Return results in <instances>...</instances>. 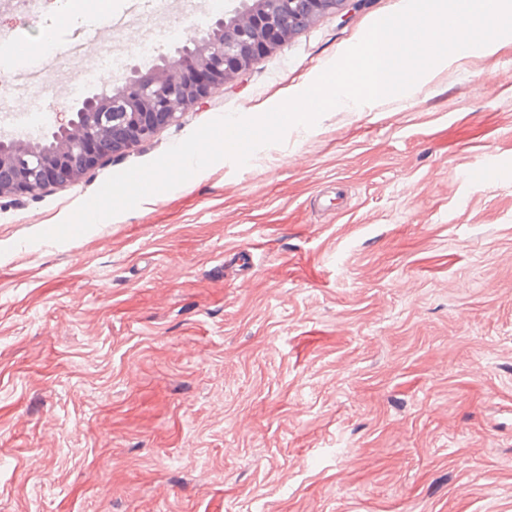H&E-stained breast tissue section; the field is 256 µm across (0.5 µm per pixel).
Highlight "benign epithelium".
I'll return each instance as SVG.
<instances>
[{
  "label": "benign epithelium",
  "instance_id": "1",
  "mask_svg": "<svg viewBox=\"0 0 512 512\" xmlns=\"http://www.w3.org/2000/svg\"><path fill=\"white\" fill-rule=\"evenodd\" d=\"M364 0H252L224 10L177 56L129 69L111 92L86 98L67 120L56 113L57 142L43 152L0 136V196L37 197L49 186L79 183L95 165L150 141L219 89L225 79L288 43L316 17L356 9Z\"/></svg>",
  "mask_w": 512,
  "mask_h": 512
}]
</instances>
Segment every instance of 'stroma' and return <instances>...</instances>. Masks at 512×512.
Instances as JSON below:
<instances>
[{
	"mask_svg": "<svg viewBox=\"0 0 512 512\" xmlns=\"http://www.w3.org/2000/svg\"><path fill=\"white\" fill-rule=\"evenodd\" d=\"M400 7L319 17L78 184L0 197V512H512V36L31 240L198 126L302 92ZM57 9L0 10L25 47L56 40L0 117L122 84L64 48L99 8Z\"/></svg>",
	"mask_w": 512,
	"mask_h": 512,
	"instance_id": "35a3bbf8",
	"label": "stroma"
}]
</instances>
